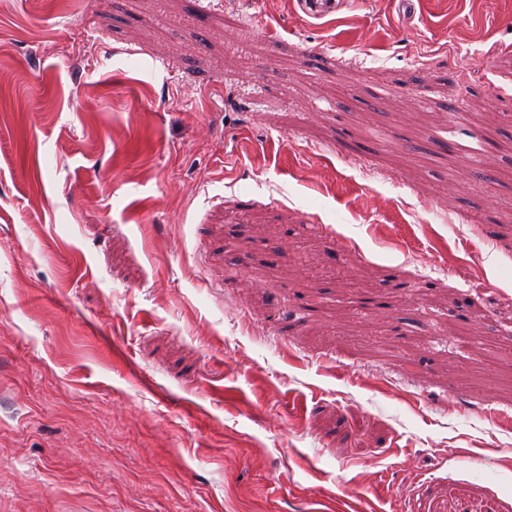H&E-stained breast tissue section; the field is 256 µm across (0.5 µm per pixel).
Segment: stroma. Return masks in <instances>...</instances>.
<instances>
[{
  "label": "stroma",
  "mask_w": 512,
  "mask_h": 512,
  "mask_svg": "<svg viewBox=\"0 0 512 512\" xmlns=\"http://www.w3.org/2000/svg\"><path fill=\"white\" fill-rule=\"evenodd\" d=\"M508 101L512 0H0V512H512Z\"/></svg>",
  "instance_id": "obj_1"
}]
</instances>
